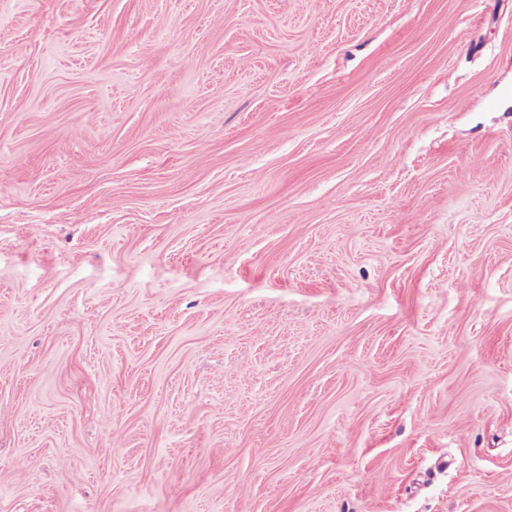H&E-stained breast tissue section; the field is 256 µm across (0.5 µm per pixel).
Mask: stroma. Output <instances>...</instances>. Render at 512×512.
I'll list each match as a JSON object with an SVG mask.
<instances>
[{
    "mask_svg": "<svg viewBox=\"0 0 512 512\" xmlns=\"http://www.w3.org/2000/svg\"><path fill=\"white\" fill-rule=\"evenodd\" d=\"M0 512H512V0H0Z\"/></svg>",
    "mask_w": 512,
    "mask_h": 512,
    "instance_id": "obj_1",
    "label": "stroma"
}]
</instances>
